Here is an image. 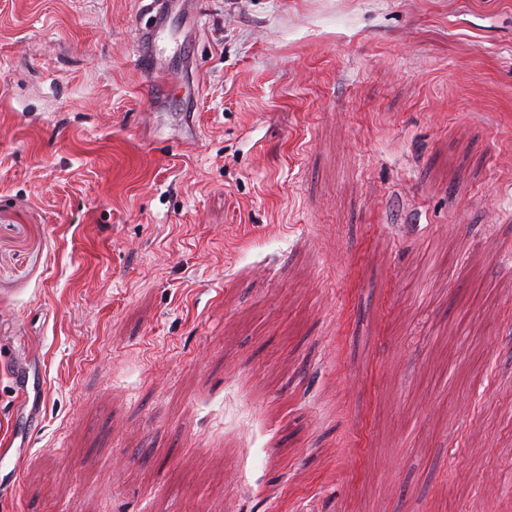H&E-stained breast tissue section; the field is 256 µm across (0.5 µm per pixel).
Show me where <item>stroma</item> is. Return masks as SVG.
I'll return each mask as SVG.
<instances>
[{
	"mask_svg": "<svg viewBox=\"0 0 512 512\" xmlns=\"http://www.w3.org/2000/svg\"><path fill=\"white\" fill-rule=\"evenodd\" d=\"M145 2L0 0V512H512V0ZM149 2L143 5V10L148 13L155 11V14L151 15L152 24L146 27L140 26L138 30L137 54L138 61L142 67L150 65V59L142 54V49L147 45L156 46L165 20L166 11H170L175 7L182 9L191 8L193 4L196 5L193 0H151ZM20 438L19 444H17V440ZM29 445L28 438L23 440V435L15 433L14 427L11 424V428L9 433L6 435V433L0 438V467L5 462V459L9 457V462L11 464V469L9 472L4 476V478L8 475H10V482H12V488L16 486L15 480H14V474L23 461V457L27 451V446Z\"/></svg>",
	"mask_w": 512,
	"mask_h": 512,
	"instance_id": "1",
	"label": "stroma"
}]
</instances>
